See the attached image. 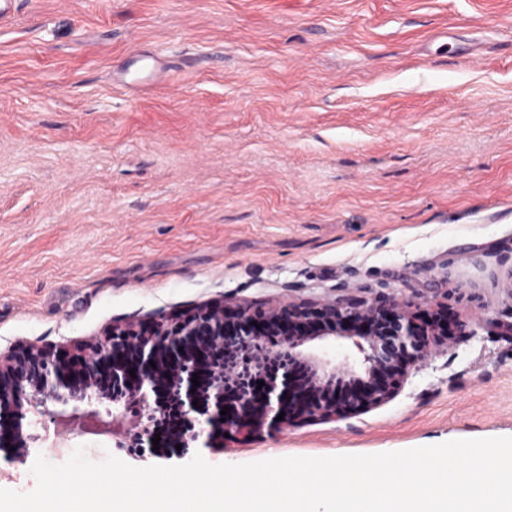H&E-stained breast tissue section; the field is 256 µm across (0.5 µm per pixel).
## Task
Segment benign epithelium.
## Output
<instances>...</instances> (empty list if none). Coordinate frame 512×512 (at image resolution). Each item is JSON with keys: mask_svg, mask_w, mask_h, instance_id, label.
<instances>
[{"mask_svg": "<svg viewBox=\"0 0 512 512\" xmlns=\"http://www.w3.org/2000/svg\"><path fill=\"white\" fill-rule=\"evenodd\" d=\"M428 295L406 296L394 292L370 296L337 288L313 303L272 300L257 308L235 298L177 310L163 319L134 318L112 324L103 337L76 351L20 344L0 353V452L11 461L29 454L30 445L42 440L31 427L53 424L59 432L78 436L106 434L117 438L115 447L140 460L159 457L152 438L167 437L170 446L181 445V456L203 446L224 450L225 434L245 437L262 426L298 425L343 419L380 407L403 390L411 370L448 351L452 340L439 342V326L427 332L416 328L419 316L441 309L439 289ZM303 326L288 332L281 351L309 369L310 393L295 404L290 396L292 368L269 380L257 396L232 397L226 380L237 367L226 360L212 361L207 351L219 348L258 368L268 355L264 338L251 332L254 319L263 315ZM121 338L137 359V376L124 385L104 390L97 382L100 366L112 368V378L126 376L123 361L115 356ZM183 348L178 359L163 365L166 349ZM198 377L194 386L192 377ZM338 384L356 385L329 401L323 394ZM165 391L180 406L182 425L171 430L154 396ZM238 410L221 415L230 399ZM112 409L91 408L92 401ZM139 411L124 415L127 406ZM282 420H277L278 415Z\"/></svg>", "mask_w": 512, "mask_h": 512, "instance_id": "benign-epithelium-1", "label": "benign epithelium"}]
</instances>
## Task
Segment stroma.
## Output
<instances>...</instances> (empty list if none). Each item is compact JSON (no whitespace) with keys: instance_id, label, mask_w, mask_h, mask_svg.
I'll use <instances>...</instances> for the list:
<instances>
[{"instance_id":"obj_1","label":"stroma","mask_w":512,"mask_h":512,"mask_svg":"<svg viewBox=\"0 0 512 512\" xmlns=\"http://www.w3.org/2000/svg\"><path fill=\"white\" fill-rule=\"evenodd\" d=\"M172 78L128 84L129 55ZM512 0H21L0 24V352L334 288L441 302L474 335L347 419L212 464L512 436ZM0 456L32 490L35 455Z\"/></svg>"}]
</instances>
